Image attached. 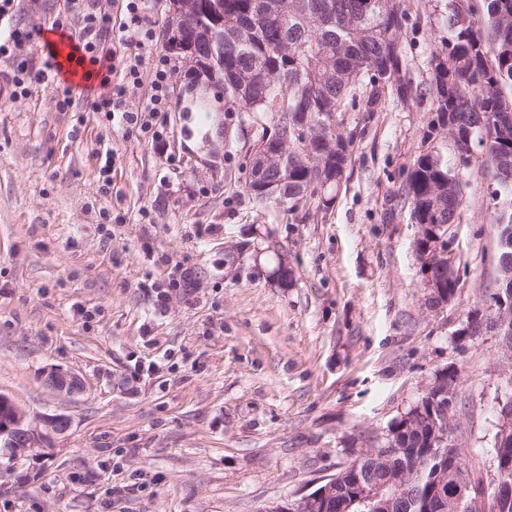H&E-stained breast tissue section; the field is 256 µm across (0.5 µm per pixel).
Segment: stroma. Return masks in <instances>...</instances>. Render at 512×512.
I'll return each mask as SVG.
<instances>
[{
    "label": "stroma",
    "instance_id": "stroma-1",
    "mask_svg": "<svg viewBox=\"0 0 512 512\" xmlns=\"http://www.w3.org/2000/svg\"><path fill=\"white\" fill-rule=\"evenodd\" d=\"M446 0H406L415 83L447 31ZM64 0H18L0 61V394L71 426L35 454H0V512H259L373 445L434 372L459 374L455 436L488 472L505 391L499 339H458L496 288L498 229L483 159L462 171L448 227L454 297L425 303L419 228L398 190L424 151L430 98L389 96L365 122L330 209L303 219L243 191L269 114L192 103L172 60L164 148L49 89L14 98V65L43 68ZM115 158L109 194L98 153ZM295 273L279 287L274 247ZM75 373L84 391L45 384ZM45 384L53 391L71 394L81 392L84 389V383L77 375L58 369L50 370L46 373Z\"/></svg>",
    "mask_w": 512,
    "mask_h": 512
}]
</instances>
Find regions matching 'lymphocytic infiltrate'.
I'll return each instance as SVG.
<instances>
[{"label": "lymphocytic infiltrate", "instance_id": "lymphocytic-infiltrate-1", "mask_svg": "<svg viewBox=\"0 0 512 512\" xmlns=\"http://www.w3.org/2000/svg\"><path fill=\"white\" fill-rule=\"evenodd\" d=\"M96 0H67L69 12L82 16L84 33L78 48L90 64L97 66L99 83L93 109L97 112H121L128 127L138 129L152 143H162L164 134L155 123L156 113L164 111L169 93L170 63L154 48V23L144 0H121L123 21L111 24L96 15ZM152 71V94L136 112L122 111L127 85L138 83L144 69Z\"/></svg>", "mask_w": 512, "mask_h": 512}]
</instances>
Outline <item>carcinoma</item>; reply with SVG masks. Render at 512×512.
<instances>
[{
	"label": "carcinoma",
	"instance_id": "cac0c4a2",
	"mask_svg": "<svg viewBox=\"0 0 512 512\" xmlns=\"http://www.w3.org/2000/svg\"><path fill=\"white\" fill-rule=\"evenodd\" d=\"M164 22L165 46L183 62L194 79L217 87L230 104V112L270 113L275 118L269 138L288 133L291 155L288 197L302 192L316 208H328L335 199L351 160L358 127L341 128L350 111L370 114L391 94L400 98L428 95L434 116L423 139L438 138V126L450 123L462 137L485 156L501 203L493 223L507 246L499 249L498 261L512 268V175L498 176L496 158L512 154V0H483L482 11L465 30L453 29V0L446 3L444 26L450 38L441 42L440 53L448 67L431 74L430 82L413 84L411 69L401 37L410 24L405 0H195L196 28L182 29L178 6L186 0H167ZM218 4L224 14L249 21L252 35L245 44H224V70L212 71L209 41L217 12L206 6ZM505 112L509 126L507 141L485 140L480 114ZM307 116L313 128L333 123L336 149L328 152L329 162L319 168L303 162L306 145L295 135L297 115ZM453 169L438 152L421 153L407 171L399 198L409 204L414 224H424V238L415 242L421 251L436 238L440 224H454L464 205L461 180L455 170L468 166L456 161ZM443 291L454 296L457 278L451 267L433 272ZM430 384L437 393L458 385V371L445 366L436 371ZM511 391L498 402V420L512 415V374L506 378ZM444 400L424 396L414 401L382 437L375 455H358L336 473V497L326 512H512L494 498L495 482L469 469L461 449L439 447L432 428V414L439 413ZM404 449L388 456L391 444ZM495 469L512 470V447H492ZM408 471L410 484L405 498L394 500L391 510L371 508L358 490L361 480L368 491L384 488L390 497L397 481ZM467 483L472 496L460 501L457 486Z\"/></svg>",
	"mask_w": 512,
	"mask_h": 512
}]
</instances>
